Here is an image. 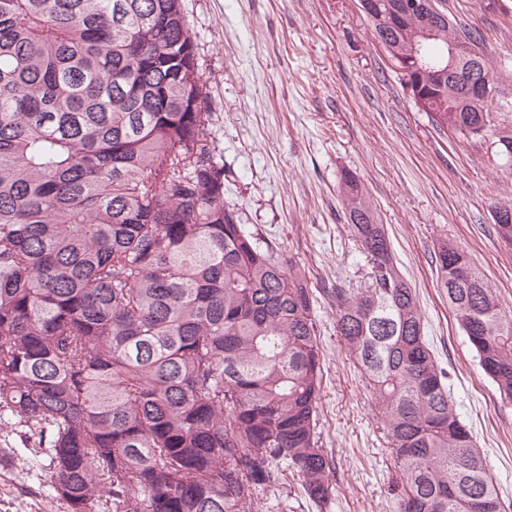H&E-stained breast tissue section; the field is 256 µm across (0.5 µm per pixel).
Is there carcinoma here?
<instances>
[{"label": "carcinoma", "instance_id": "obj_1", "mask_svg": "<svg viewBox=\"0 0 512 512\" xmlns=\"http://www.w3.org/2000/svg\"><path fill=\"white\" fill-rule=\"evenodd\" d=\"M373 36L408 55L423 17ZM482 34L447 17L425 50ZM436 83L437 127L480 130L499 100ZM209 97L182 0H0V422L50 460L66 512H284L291 480L321 505L314 294L224 202ZM339 193L369 271L325 288L370 387L397 512H506L448 393L416 293L359 179ZM512 240V202L495 206ZM437 285L512 402V310L468 254L441 246Z\"/></svg>", "mask_w": 512, "mask_h": 512}]
</instances>
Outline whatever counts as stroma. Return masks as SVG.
Instances as JSON below:
<instances>
[{
  "instance_id": "obj_1",
  "label": "stroma",
  "mask_w": 512,
  "mask_h": 512,
  "mask_svg": "<svg viewBox=\"0 0 512 512\" xmlns=\"http://www.w3.org/2000/svg\"><path fill=\"white\" fill-rule=\"evenodd\" d=\"M210 91L211 133L224 161V200L293 263L318 295L322 445L336 492L304 494L291 512H395L391 445L323 291L357 283L368 265L345 221L338 183L355 172L402 276L414 288L448 389L505 500L512 501V403L481 370L437 286L443 244L465 248L512 308V242L493 209L512 201V0H442L450 18L482 32L503 108L468 137L435 127L405 95L360 0H183ZM19 429L0 426V512H63Z\"/></svg>"
}]
</instances>
